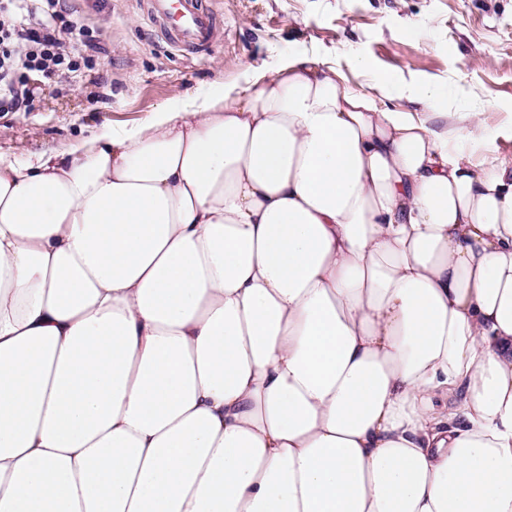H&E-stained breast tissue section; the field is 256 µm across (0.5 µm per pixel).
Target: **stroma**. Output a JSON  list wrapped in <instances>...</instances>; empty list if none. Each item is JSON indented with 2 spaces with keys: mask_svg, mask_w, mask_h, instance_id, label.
I'll return each instance as SVG.
<instances>
[{
  "mask_svg": "<svg viewBox=\"0 0 512 512\" xmlns=\"http://www.w3.org/2000/svg\"><path fill=\"white\" fill-rule=\"evenodd\" d=\"M141 2L68 0L101 41L98 65L62 94L32 76L36 109L0 112V154L64 151L101 125L141 122L177 96L243 90L288 59L315 56L353 90L390 83L379 99L386 108L420 111L415 96L429 81L440 88L431 111L483 102L484 142L472 144L462 123L451 124L461 153L512 161V0H212L220 40L191 58L158 36ZM359 58L368 63L362 73Z\"/></svg>",
  "mask_w": 512,
  "mask_h": 512,
  "instance_id": "35a3bbf8",
  "label": "stroma"
}]
</instances>
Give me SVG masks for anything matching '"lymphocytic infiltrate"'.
Here are the masks:
<instances>
[{"label": "lymphocytic infiltrate", "instance_id": "f902f5d3", "mask_svg": "<svg viewBox=\"0 0 512 512\" xmlns=\"http://www.w3.org/2000/svg\"><path fill=\"white\" fill-rule=\"evenodd\" d=\"M93 31L74 20L65 0H0V112L32 111L30 73L66 89L76 73L94 70Z\"/></svg>", "mask_w": 512, "mask_h": 512}]
</instances>
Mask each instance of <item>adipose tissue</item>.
Listing matches in <instances>:
<instances>
[{
  "mask_svg": "<svg viewBox=\"0 0 512 512\" xmlns=\"http://www.w3.org/2000/svg\"><path fill=\"white\" fill-rule=\"evenodd\" d=\"M0 512H512V162L314 57L0 155Z\"/></svg>",
  "mask_w": 512,
  "mask_h": 512,
  "instance_id": "ef3b65f1",
  "label": "adipose tissue"
}]
</instances>
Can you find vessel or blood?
Listing matches in <instances>:
<instances>
[{
	"label": "vessel or blood",
	"instance_id": "1",
	"mask_svg": "<svg viewBox=\"0 0 512 512\" xmlns=\"http://www.w3.org/2000/svg\"><path fill=\"white\" fill-rule=\"evenodd\" d=\"M143 14L176 48L204 50L218 37L216 16L207 0H144Z\"/></svg>",
	"mask_w": 512,
	"mask_h": 512
}]
</instances>
